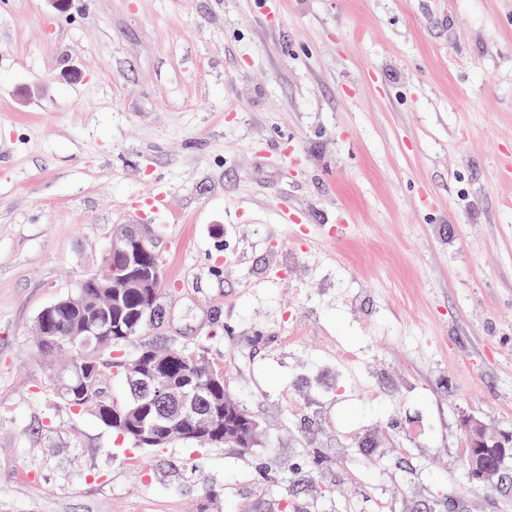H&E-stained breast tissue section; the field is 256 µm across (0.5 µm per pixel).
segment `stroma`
<instances>
[{"label":"stroma","mask_w":512,"mask_h":512,"mask_svg":"<svg viewBox=\"0 0 512 512\" xmlns=\"http://www.w3.org/2000/svg\"><path fill=\"white\" fill-rule=\"evenodd\" d=\"M263 9L0 0V512H512L459 427L512 430V0ZM132 222L248 452L54 401L35 320Z\"/></svg>","instance_id":"1"}]
</instances>
